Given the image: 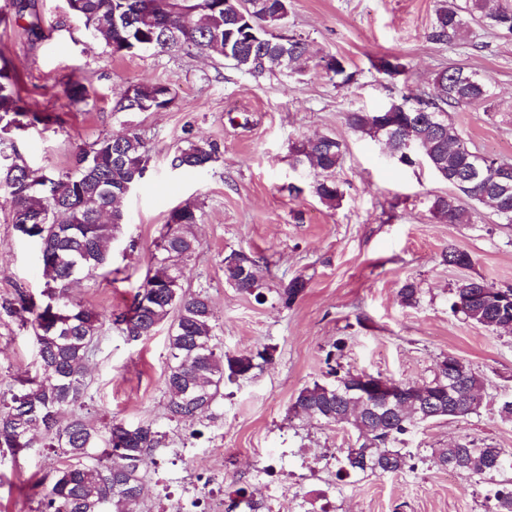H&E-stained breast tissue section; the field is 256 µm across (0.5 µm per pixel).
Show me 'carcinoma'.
I'll list each match as a JSON object with an SVG mask.
<instances>
[{
  "mask_svg": "<svg viewBox=\"0 0 512 512\" xmlns=\"http://www.w3.org/2000/svg\"><path fill=\"white\" fill-rule=\"evenodd\" d=\"M72 14L84 20L95 38L112 55H130L134 43L153 42L161 48H191L200 53L230 58L233 66L250 74L288 70L297 63L319 57L326 73L348 84L353 74L341 59L319 55L300 35L283 39L280 30L288 17L289 0H66ZM30 0H17L15 16L31 17L29 31L38 35L41 18L31 12ZM469 17H464V14ZM486 27L512 33V6L496 0H468L461 7L446 0L435 13L428 39L436 44H455L468 35L469 19ZM181 34L179 44H167L170 30ZM491 97L488 82L462 66H452L435 76L433 93L414 100L413 112H388L378 119L374 112H350L351 129L371 137H384L396 146L415 140L424 161L456 193L435 195L430 211L450 224L472 223L474 207L492 199L489 172L510 166L471 152L448 123V110L485 104ZM174 101L170 89L160 83L135 84L116 102L122 112L135 103L154 112ZM51 122V115L31 109L19 92V78L0 67V128L23 130ZM296 164L312 169L317 177L316 195L327 204H339L342 192L334 173L344 150L329 135L302 140L293 146ZM217 159V149L203 140H189L171 158L175 170H202ZM149 162V149L136 133L106 138L77 154L74 170L58 175L37 173L20 162L17 152L0 147V188L11 207L12 224L22 236L39 246L45 289L37 302L18 292L0 302V312L17 317L32 329L37 348L36 375L22 382V391L10 399L0 396V448L12 455L39 446L51 448L67 459L43 495L39 512H135L143 490L141 471L162 435L150 424L110 421L104 430L81 415L62 421V413L81 402L87 391L86 360L99 329L98 316L75 303L70 285L81 276L111 273V246L122 232L125 217L119 203L124 187L141 183ZM197 209L174 208L165 224L153 268L145 275L129 308L113 315L127 339L138 341L154 335L157 327L169 325V363L164 378L168 409L172 417L193 423L204 409L224 397V387L270 363L268 348L230 355L222 351L212 326V306L203 290L187 294L181 280L187 262L196 250L190 227L198 223ZM224 281L238 293L263 297L259 261L245 251H232L224 258ZM306 281L291 278L277 290L278 301L289 307L303 294ZM452 309L474 324L505 329L512 324V288H497L483 279L471 278L455 290ZM332 382H314L300 390L290 406L315 413L325 424H340L348 409L340 383L352 377L338 376ZM426 394L389 416L371 411L353 417L359 447L349 448L344 468L391 474L404 471L406 455L388 447L421 422L456 418L476 413L483 405L481 384L469 365L449 354L437 375L421 384ZM434 463L455 471L492 477L504 467L499 448H477L461 440L440 448ZM490 512H512V488L492 491Z\"/></svg>",
  "mask_w": 512,
  "mask_h": 512,
  "instance_id": "carcinoma-1",
  "label": "carcinoma"
}]
</instances>
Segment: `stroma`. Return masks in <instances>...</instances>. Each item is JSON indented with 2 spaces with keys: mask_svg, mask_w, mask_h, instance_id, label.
I'll return each instance as SVG.
<instances>
[{
  "mask_svg": "<svg viewBox=\"0 0 512 512\" xmlns=\"http://www.w3.org/2000/svg\"><path fill=\"white\" fill-rule=\"evenodd\" d=\"M441 0H289L288 28L315 49L343 58L350 83L329 78L314 61L288 75L254 76L218 56L188 49L114 56L90 39L82 20L67 14L65 0H34L42 36L23 24L0 27V67L19 78V91L52 117L47 126L0 132L32 169L70 170L79 147L103 137L139 133L150 148L144 181L122 200L126 222L112 244V273L84 278L71 298L98 314L100 332L88 357V392L74 411L96 425L111 419L152 423L166 431L144 467L139 512H161L165 482L190 495L208 479L224 484L225 499L244 489L262 501L276 495L280 512H307L306 492L327 491L333 512H489L494 483L512 481V469L484 480L447 472L430 461L433 450L461 438L512 454V423L501 421L497 401L512 395V334L474 324L453 312L462 281L482 278L512 287V224L477 205L472 223L440 222L430 211L437 194L452 186L428 166H405L385 152L382 139L353 131L347 115L377 111L391 102L430 94L435 74L462 66L486 76L488 105L450 111L449 121L474 152L512 162V35L471 22L468 37L453 45L428 40ZM398 63L395 75L381 60ZM88 89L86 103L71 105L68 81ZM137 83H162L177 99L157 112H118L114 106ZM330 135L344 144L335 173L340 204L322 202L314 177L296 166L295 142ZM218 147L219 160L194 173L169 162L186 140ZM179 205L201 211L192 228L196 253L182 289L206 290L213 326L224 352L263 347L270 364L226 385L212 417L188 425L171 420L164 377L168 328L151 338L127 340L112 314L130 305L151 266L169 212ZM470 254L460 268L443 263L448 248ZM245 250L262 265L264 301L224 281V258ZM295 276L307 280L288 308L275 292ZM413 282L416 305L400 289ZM45 287L36 243L15 231L0 190V300ZM340 372L381 374L398 382L431 380L452 354L484 384L479 413L420 424L397 445L412 467L398 474L340 473L343 450L357 447L347 424L323 425L289 414L305 386L324 380L327 352ZM29 328L0 316V394L17 391L35 372ZM64 460L48 448L0 458V512H35Z\"/></svg>",
  "mask_w": 512,
  "mask_h": 512,
  "instance_id": "obj_1",
  "label": "stroma"
}]
</instances>
